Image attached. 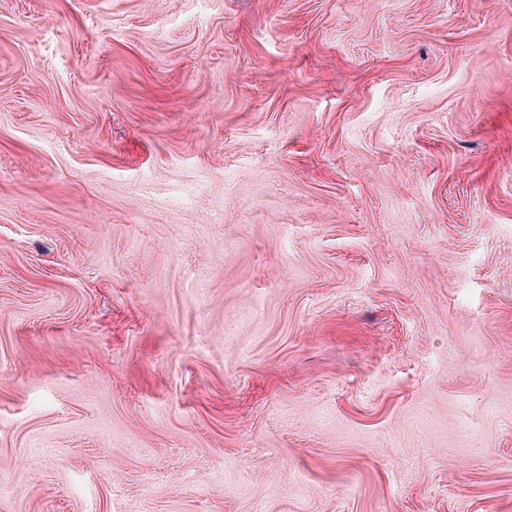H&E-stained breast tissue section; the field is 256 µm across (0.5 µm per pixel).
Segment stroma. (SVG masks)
I'll return each instance as SVG.
<instances>
[{"label":"stroma","mask_w":512,"mask_h":512,"mask_svg":"<svg viewBox=\"0 0 512 512\" xmlns=\"http://www.w3.org/2000/svg\"><path fill=\"white\" fill-rule=\"evenodd\" d=\"M0 512H512V0H0Z\"/></svg>","instance_id":"1"}]
</instances>
